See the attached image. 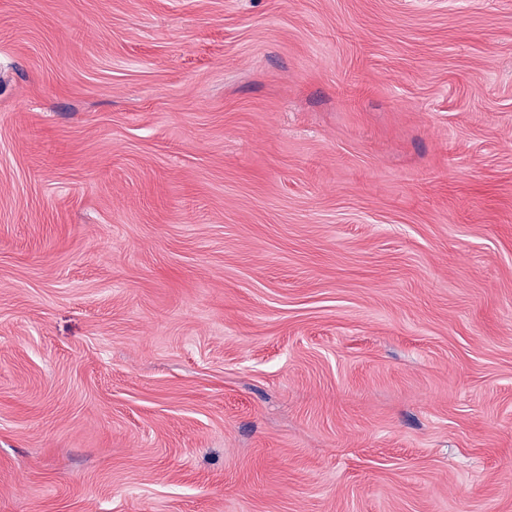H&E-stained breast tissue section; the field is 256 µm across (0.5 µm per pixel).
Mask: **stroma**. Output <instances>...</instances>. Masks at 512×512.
<instances>
[{"instance_id": "1", "label": "stroma", "mask_w": 512, "mask_h": 512, "mask_svg": "<svg viewBox=\"0 0 512 512\" xmlns=\"http://www.w3.org/2000/svg\"><path fill=\"white\" fill-rule=\"evenodd\" d=\"M0 512H512V0H0Z\"/></svg>"}]
</instances>
